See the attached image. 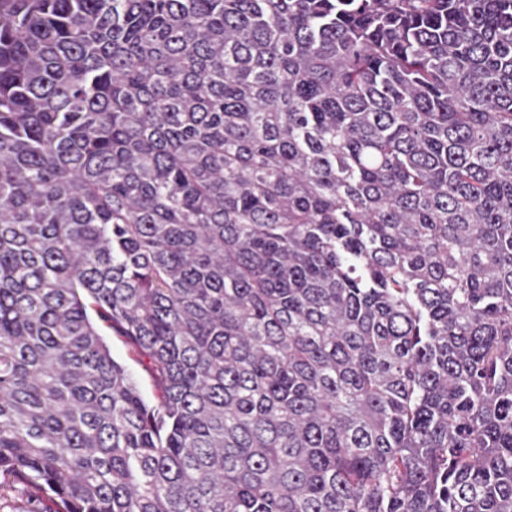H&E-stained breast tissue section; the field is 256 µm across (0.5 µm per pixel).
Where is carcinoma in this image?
I'll return each instance as SVG.
<instances>
[{"mask_svg":"<svg viewBox=\"0 0 512 512\" xmlns=\"http://www.w3.org/2000/svg\"><path fill=\"white\" fill-rule=\"evenodd\" d=\"M14 483L512 512V0H0ZM104 337L111 349L113 357L128 368L129 372L139 382L145 397L152 399L154 397L152 381L144 371L142 365L136 360L135 355L117 336L106 334Z\"/></svg>","mask_w":512,"mask_h":512,"instance_id":"1","label":"carcinoma"}]
</instances>
